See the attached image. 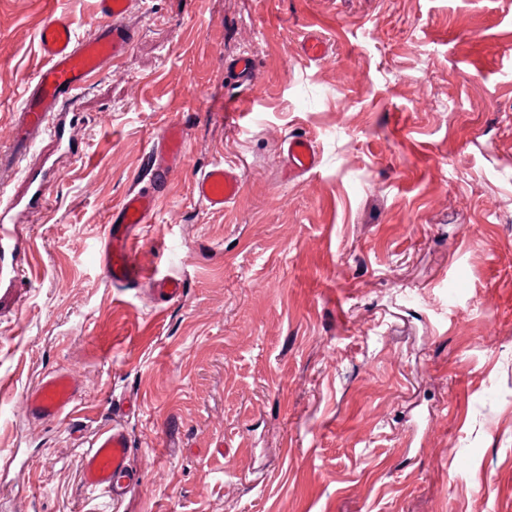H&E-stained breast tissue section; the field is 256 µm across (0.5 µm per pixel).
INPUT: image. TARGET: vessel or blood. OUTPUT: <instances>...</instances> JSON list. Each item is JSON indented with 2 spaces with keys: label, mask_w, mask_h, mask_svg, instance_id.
<instances>
[{
  "label": "vessel or blood",
  "mask_w": 512,
  "mask_h": 512,
  "mask_svg": "<svg viewBox=\"0 0 512 512\" xmlns=\"http://www.w3.org/2000/svg\"><path fill=\"white\" fill-rule=\"evenodd\" d=\"M98 3L105 22L83 39L76 35L68 17L51 12L43 19L35 33L42 63L32 75L17 112L15 128L19 136L33 131L60 135L55 122L58 113L70 108L78 92L135 42L137 34L125 22L130 0H98ZM186 140L184 123L166 124L150 149L152 185L129 192L113 210L105 228L101 257V265L111 283L134 285L145 278L135 241L141 225L149 223L156 211L168 176L184 155ZM286 157L288 173L293 177L312 171L319 163L314 141L305 136L288 138ZM241 187L242 179L236 169L220 162L200 175L194 194L206 208L221 211L236 202ZM24 203L38 209L47 205L43 180L30 179L29 198L25 201L0 188V247L12 239L6 216ZM154 293L166 302L176 300L184 293V283L175 277H164L156 280ZM76 398L77 390L70 374L56 371L43 377L26 393L24 409L33 418L53 422L62 417ZM130 457L131 444L121 427L98 432L79 459L84 485L92 492L118 500L135 479Z\"/></svg>",
  "instance_id": "b4317fda"
}]
</instances>
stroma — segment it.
Wrapping results in <instances>:
<instances>
[{"label":"stroma","instance_id":"1","mask_svg":"<svg viewBox=\"0 0 512 512\" xmlns=\"http://www.w3.org/2000/svg\"><path fill=\"white\" fill-rule=\"evenodd\" d=\"M49 10L101 22L97 0H0V184L41 152L54 170L0 258V512H512V0H132L74 149L24 154ZM244 52L249 86L224 67ZM175 119L185 154L139 241L185 282L160 302L98 253ZM297 133L320 162L292 178ZM219 160L242 172L225 214L193 195ZM58 369L75 409L34 421L23 396ZM114 424L139 475L118 502L79 476Z\"/></svg>","mask_w":512,"mask_h":512}]
</instances>
